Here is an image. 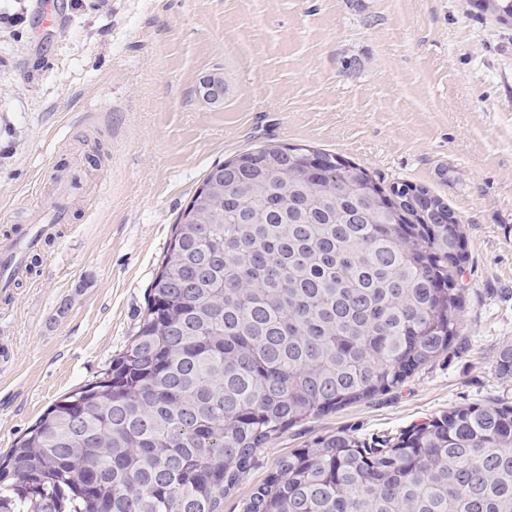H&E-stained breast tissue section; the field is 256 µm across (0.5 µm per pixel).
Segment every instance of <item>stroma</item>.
Returning a JSON list of instances; mask_svg holds the SVG:
<instances>
[{
    "label": "stroma",
    "instance_id": "1",
    "mask_svg": "<svg viewBox=\"0 0 512 512\" xmlns=\"http://www.w3.org/2000/svg\"><path fill=\"white\" fill-rule=\"evenodd\" d=\"M479 0H0V241L69 180L70 214L0 287V454L95 381L141 324L172 229L207 172L306 143L427 187L469 261L447 353L401 385L296 423L224 497L343 429L393 436L449 408L512 405V22ZM218 79L219 99L201 85Z\"/></svg>",
    "mask_w": 512,
    "mask_h": 512
}]
</instances>
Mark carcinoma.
<instances>
[{"label": "carcinoma", "mask_w": 512, "mask_h": 512, "mask_svg": "<svg viewBox=\"0 0 512 512\" xmlns=\"http://www.w3.org/2000/svg\"><path fill=\"white\" fill-rule=\"evenodd\" d=\"M481 7L512 20V0ZM213 176L127 349L0 456V512H224L280 432L448 351L468 254L442 199L308 144ZM496 370L512 380V345ZM276 471L244 512H512V406H455L397 438L338 430Z\"/></svg>", "instance_id": "obj_1"}]
</instances>
